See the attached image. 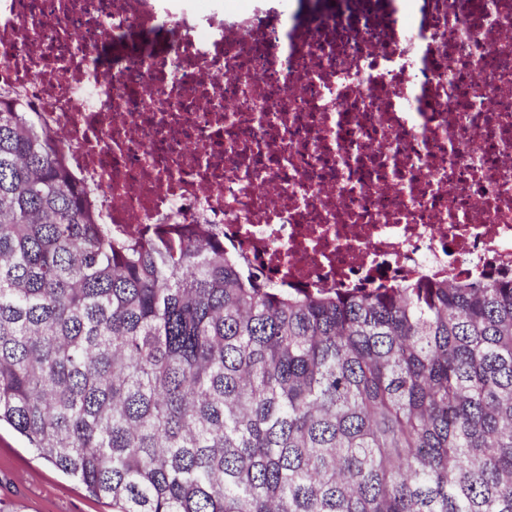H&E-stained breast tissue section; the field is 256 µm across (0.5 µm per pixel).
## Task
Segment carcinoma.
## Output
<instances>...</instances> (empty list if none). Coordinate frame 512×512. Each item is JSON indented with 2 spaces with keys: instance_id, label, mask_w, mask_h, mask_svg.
I'll use <instances>...</instances> for the list:
<instances>
[{
  "instance_id": "cac0c4a2",
  "label": "carcinoma",
  "mask_w": 512,
  "mask_h": 512,
  "mask_svg": "<svg viewBox=\"0 0 512 512\" xmlns=\"http://www.w3.org/2000/svg\"><path fill=\"white\" fill-rule=\"evenodd\" d=\"M112 512H512V279L290 288L98 222L0 92V423Z\"/></svg>"
}]
</instances>
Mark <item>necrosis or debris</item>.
Masks as SVG:
<instances>
[{
  "instance_id": "obj_1",
  "label": "necrosis or debris",
  "mask_w": 512,
  "mask_h": 512,
  "mask_svg": "<svg viewBox=\"0 0 512 512\" xmlns=\"http://www.w3.org/2000/svg\"><path fill=\"white\" fill-rule=\"evenodd\" d=\"M0 0V87L102 223L296 288L512 272V0Z\"/></svg>"
}]
</instances>
